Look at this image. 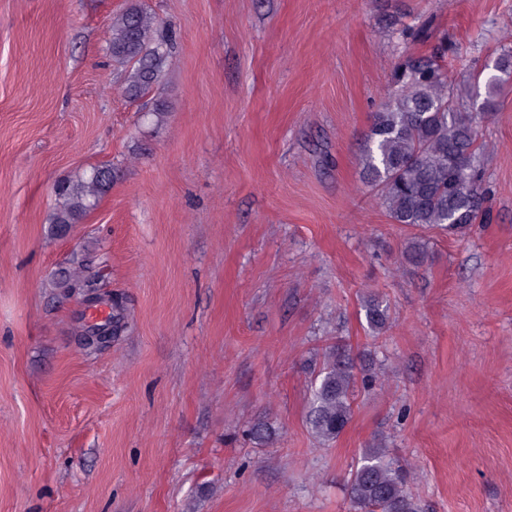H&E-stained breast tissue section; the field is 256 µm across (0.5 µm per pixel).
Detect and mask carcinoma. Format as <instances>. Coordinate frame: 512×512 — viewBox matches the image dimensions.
Instances as JSON below:
<instances>
[{"mask_svg": "<svg viewBox=\"0 0 512 512\" xmlns=\"http://www.w3.org/2000/svg\"><path fill=\"white\" fill-rule=\"evenodd\" d=\"M170 48V36L141 4L132 2L112 18L108 51L113 64L126 72L129 97H142L163 82ZM484 69L488 108L512 77V49H502ZM486 152L477 118L457 104L447 71L435 60L416 61L397 75L372 115L361 154L362 174L378 191L393 223L458 234L485 222ZM111 184L109 167H94L75 181L60 183L56 194L62 205L52 217L53 226L62 230L75 223L97 206ZM92 280L88 265L80 260L60 287L91 288ZM364 311L373 331L387 327L383 301L365 300ZM374 381L370 374L357 379L349 354L333 347L316 373L308 415L321 442L335 441L347 427L356 384L370 387ZM349 499L356 512H420L403 469L386 458L383 448L364 450L350 477Z\"/></svg>", "mask_w": 512, "mask_h": 512, "instance_id": "cac0c4a2", "label": "carcinoma"}]
</instances>
